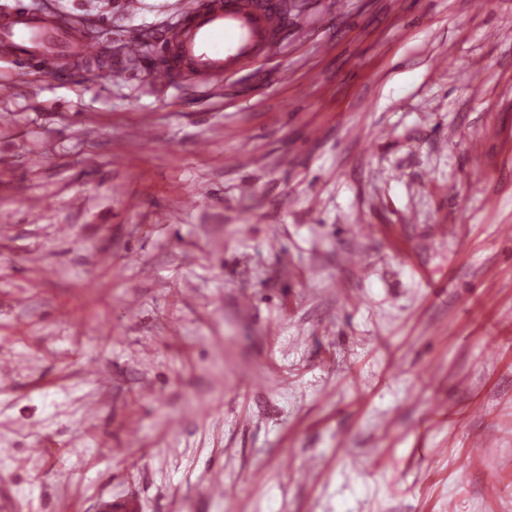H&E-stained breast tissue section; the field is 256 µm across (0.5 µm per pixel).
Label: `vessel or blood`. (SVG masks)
I'll return each mask as SVG.
<instances>
[{
    "instance_id": "obj_1",
    "label": "vessel or blood",
    "mask_w": 512,
    "mask_h": 512,
    "mask_svg": "<svg viewBox=\"0 0 512 512\" xmlns=\"http://www.w3.org/2000/svg\"><path fill=\"white\" fill-rule=\"evenodd\" d=\"M180 15L158 48L169 65L151 72L165 86L186 78L207 87L236 73L266 54L285 24L278 0L259 6L248 0H183ZM0 54L58 73L75 56L96 61L100 46L77 21L13 8L0 12ZM98 512H141V503L131 495L104 497Z\"/></svg>"
}]
</instances>
